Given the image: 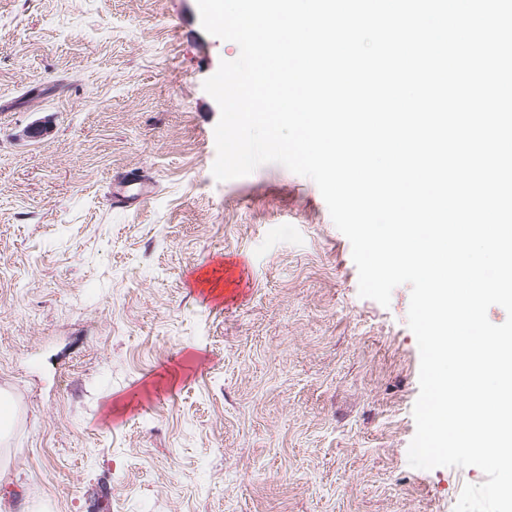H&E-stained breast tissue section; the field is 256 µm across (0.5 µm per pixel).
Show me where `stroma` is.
I'll return each mask as SVG.
<instances>
[{
  "mask_svg": "<svg viewBox=\"0 0 512 512\" xmlns=\"http://www.w3.org/2000/svg\"><path fill=\"white\" fill-rule=\"evenodd\" d=\"M197 0H0V512H454L409 466L410 287L360 297L316 184L217 181ZM137 169L154 194L106 197Z\"/></svg>",
  "mask_w": 512,
  "mask_h": 512,
  "instance_id": "1",
  "label": "stroma"
}]
</instances>
